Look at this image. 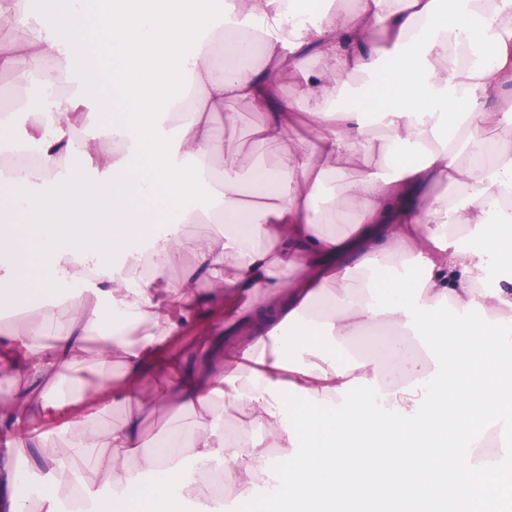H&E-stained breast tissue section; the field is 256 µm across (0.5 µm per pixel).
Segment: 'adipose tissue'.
Here are the masks:
<instances>
[{
	"instance_id": "obj_1",
	"label": "adipose tissue",
	"mask_w": 512,
	"mask_h": 512,
	"mask_svg": "<svg viewBox=\"0 0 512 512\" xmlns=\"http://www.w3.org/2000/svg\"><path fill=\"white\" fill-rule=\"evenodd\" d=\"M39 4L51 29L33 24L28 0H0V15L27 30L0 41V71L36 72L58 89L47 106L54 138L38 164L8 165L0 190V310L62 297L71 316L51 346L40 326L17 337L0 326L13 338L0 372L19 385L0 404V512H58L63 499L71 512H184L215 483L248 500L271 449L293 450L265 391L272 384L337 403L343 383L374 379L385 408L411 411L416 399L404 388L433 373L434 361L410 356L403 312H370L364 260L422 257L432 270L420 304L475 302L488 319H512V289L481 291L470 276L489 254L512 264L487 210L512 209V144L493 136L512 121V0H341L320 7L310 27L298 24L296 0ZM218 16L226 36L201 40ZM88 61L92 85L75 83ZM238 102L259 116L254 147H280L277 166L238 170L228 109ZM89 112L97 120L86 133ZM305 128L314 142L300 138ZM370 155L387 174L362 175L339 199L331 176ZM64 158L93 169L84 196L58 180ZM48 182L52 192L40 193ZM463 182L470 196L449 200L444 185ZM202 187L204 209L192 202ZM64 205L89 216L83 250L56 218ZM165 221L223 230L183 238L162 232ZM458 227L477 235L476 247L449 245ZM186 254L194 271L158 297L151 275ZM104 256L113 267L99 266L94 288L80 287L85 262ZM280 267L294 277L278 278ZM104 318L103 335L92 337ZM365 330L392 332L384 361L353 354ZM90 365L97 380L87 387L77 378ZM228 403L248 426L225 431ZM111 404L124 407L121 422L91 417ZM149 405L188 413L189 433L144 441ZM30 414L65 418L72 460L96 459L91 478L46 454L23 423ZM26 452L51 475L35 499L18 492ZM93 484L103 490L94 499Z\"/></svg>"
}]
</instances>
